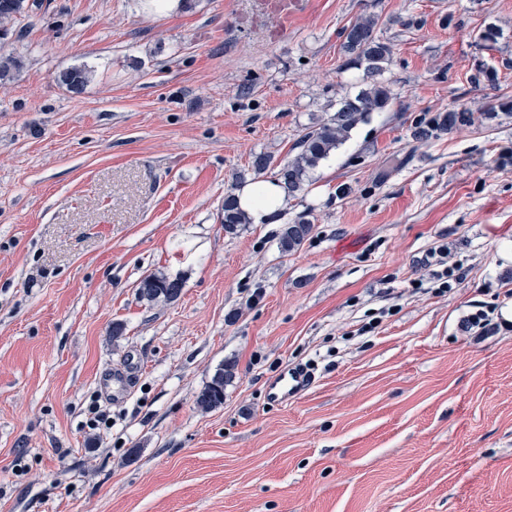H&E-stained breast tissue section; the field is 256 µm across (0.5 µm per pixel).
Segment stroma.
Instances as JSON below:
<instances>
[{
  "label": "stroma",
  "mask_w": 512,
  "mask_h": 512,
  "mask_svg": "<svg viewBox=\"0 0 512 512\" xmlns=\"http://www.w3.org/2000/svg\"><path fill=\"white\" fill-rule=\"evenodd\" d=\"M39 3L0 39V512H512V328L466 327L512 310V116L482 117L512 99V0H306L284 35L256 0ZM369 14L392 106L274 223L225 234L253 155L292 158L361 89L341 45ZM451 109L473 122L415 136ZM442 246L463 277L444 296ZM149 274L180 296L141 301ZM308 362L310 390L268 405ZM279 235V248L284 254L298 251L309 238L313 225L303 217L290 224H284ZM234 373L235 365L232 363H226L217 370L211 382L196 397V405L201 411H211L224 403V386ZM314 383L311 370L299 364H287L271 378L266 387V398L270 403L283 404L307 392Z\"/></svg>",
  "instance_id": "stroma-1"
}]
</instances>
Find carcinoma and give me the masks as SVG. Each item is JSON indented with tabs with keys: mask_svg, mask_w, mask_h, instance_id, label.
Masks as SVG:
<instances>
[{
	"mask_svg": "<svg viewBox=\"0 0 512 512\" xmlns=\"http://www.w3.org/2000/svg\"><path fill=\"white\" fill-rule=\"evenodd\" d=\"M37 7V0H0V34L7 35L9 22ZM377 25L378 19L374 16L360 18L345 30L342 44L345 56L342 67L363 70L366 88L353 97L341 99L336 112L327 121L306 128L295 143L298 152L292 159L276 165L269 155L253 156L254 174L261 176L272 172L284 188V199H295L303 193L311 171L337 150L354 128L368 122L372 113L385 112L391 106V91L378 80V76L390 62L392 49L377 36ZM92 76L93 70L89 68L71 67L61 73V81L79 90ZM472 120V113L453 109L429 119L423 126H417L415 135L428 138L438 132H448L459 125L470 124ZM248 223L250 217L238 207L235 195L225 194L222 206L224 233L235 235L242 225ZM312 229L313 225L302 217L284 225L278 241L280 251L284 254L298 251L309 238ZM182 288V283L177 280L152 274L139 282L137 294L139 299L150 304L168 303L181 294ZM234 373V364L222 365L196 397L197 407L207 412L224 404V386L233 378Z\"/></svg>",
	"mask_w": 512,
	"mask_h": 512,
	"instance_id": "cac0c4a2",
	"label": "carcinoma"
}]
</instances>
